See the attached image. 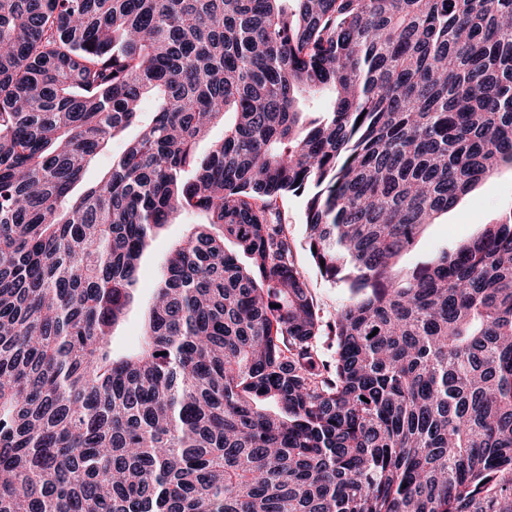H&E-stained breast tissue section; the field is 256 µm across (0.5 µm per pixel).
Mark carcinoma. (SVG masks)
Wrapping results in <instances>:
<instances>
[{
    "label": "carcinoma",
    "instance_id": "cac0c4a2",
    "mask_svg": "<svg viewBox=\"0 0 512 512\" xmlns=\"http://www.w3.org/2000/svg\"><path fill=\"white\" fill-rule=\"evenodd\" d=\"M504 169L512 0H0V512H512V210L395 270ZM125 138H117L112 141V146L101 154L97 160L91 164L89 169L85 174V178L82 183H80L76 188V193H80L83 191L86 183H91L98 180L109 168L112 164V155H116L120 153L124 147ZM280 208L288 229L295 266L305 278L319 314L331 318L348 298L347 288L323 278L309 254L306 225L303 224L304 196L290 195L280 202ZM203 223L197 214L180 217L176 224L166 226L155 238L149 252L144 256L136 288V302L132 306L126 321L116 329L115 336L118 346H132L140 333L143 309L152 296L153 283L157 270L162 263L170 245L188 235L194 224Z\"/></svg>",
    "mask_w": 512,
    "mask_h": 512
}]
</instances>
